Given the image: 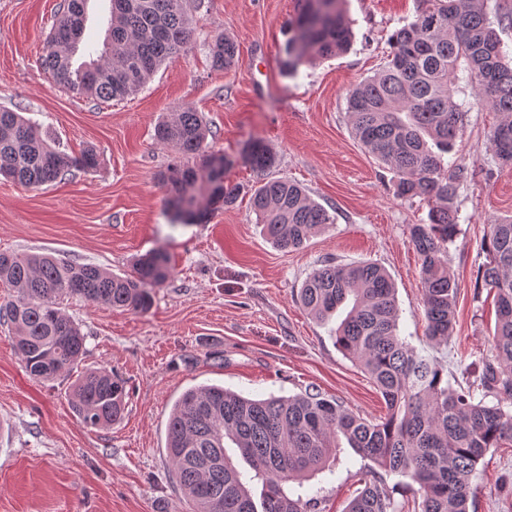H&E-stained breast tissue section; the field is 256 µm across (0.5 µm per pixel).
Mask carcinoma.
<instances>
[{"mask_svg": "<svg viewBox=\"0 0 512 512\" xmlns=\"http://www.w3.org/2000/svg\"><path fill=\"white\" fill-rule=\"evenodd\" d=\"M88 2L67 0L46 40L42 64L64 89L109 102L135 95L163 64L188 53L192 11L201 0H110L103 48L82 62L77 77L68 59L80 50ZM344 2L297 0L283 49L286 73L349 49ZM416 2L415 19L392 35L384 66L350 89L348 113L355 138L393 172L397 195L428 207V222L413 225L411 242L421 260L427 339L439 345L448 343L456 322L458 284L448 267V244L458 228V190L468 178L462 166L445 167L464 116L453 80L458 71L466 72L467 83L503 116L490 141L499 162L512 166V66L501 54L483 0ZM209 50L217 68L238 60L236 44L225 35L213 37ZM209 136L191 108L154 127L155 143L177 153L159 175L175 221L201 222L211 206H231L239 195V187L222 185L204 195L201 181L214 183L230 164ZM241 159L262 173L276 164L260 139L248 143ZM96 165L93 150L71 156L43 139L20 113L0 111L1 176L38 189L73 169ZM251 208L267 240L284 250L302 247L333 223L303 187L285 178H268L256 187ZM483 250L482 281L495 293L496 356L483 361L466 388L453 387L436 360L401 338L396 288L384 268L359 262L314 269L299 289V305L320 322L349 306L334 330L336 347L369 375L388 413L368 421L316 388L259 400L217 386L185 391L169 417L166 449L171 475L193 512H317L318 492L294 497L284 484L332 471L342 438L371 462L360 471L364 488L345 512H404L389 493L385 472L419 486L420 512H468L479 461L487 450L512 443V413L484 401L490 393L512 398V217L486 224ZM169 273L168 255L160 249L139 258L127 276L49 254L0 253V282L14 291L0 317L13 327L29 376L52 380L73 372L87 353L81 328L61 311L64 298L144 313L152 305L148 286ZM126 397L124 380L105 368L78 373L69 394L75 415L91 428L120 421ZM230 448L262 481L260 498H254Z\"/></svg>", "mask_w": 512, "mask_h": 512, "instance_id": "carcinoma-1", "label": "carcinoma"}]
</instances>
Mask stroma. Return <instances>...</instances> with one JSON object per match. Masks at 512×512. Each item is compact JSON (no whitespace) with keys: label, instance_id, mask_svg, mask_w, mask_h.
I'll return each instance as SVG.
<instances>
[{"label":"stroma","instance_id":"stroma-1","mask_svg":"<svg viewBox=\"0 0 512 512\" xmlns=\"http://www.w3.org/2000/svg\"><path fill=\"white\" fill-rule=\"evenodd\" d=\"M64 4L0 0V110L22 113L69 153L93 148L98 166L38 189L0 177V252L49 253L122 275L135 257L161 248L171 273L152 286L142 314L81 298L62 303L87 336L84 367L112 369L126 382L125 415L106 428L74 415L68 377L31 379L10 325L0 322V512H191L169 472L166 434L176 400L199 385L250 398L314 387L354 414L383 417L369 376L295 301L308 275L329 262L372 261L388 271L400 336L441 363L449 383L494 357V296L475 277L487 222L512 215V166L490 143L500 114L472 87L456 88L466 116L455 152L470 177L458 191V233L448 246L456 324L440 346L426 339L421 260L410 241L428 208L398 197L393 173L351 132L347 93L384 65L416 0H347L351 50L292 76L281 58L295 0H202L187 56L162 66L136 95L108 103L63 89L42 64ZM217 34L237 45L231 68L212 65L207 43ZM186 107L201 113L214 148L230 159L225 184L240 188L234 206H214L202 223L172 222L156 180L174 153L155 143L153 127ZM255 138L276 156L270 177L302 184L333 218L299 249L266 241L250 208L261 177L240 155ZM188 354L195 363H184ZM340 458L335 474L289 483V492L320 490L325 512H345L361 488L362 460L348 448ZM471 487L469 512H512V447L489 449Z\"/></svg>","mask_w":512,"mask_h":512}]
</instances>
